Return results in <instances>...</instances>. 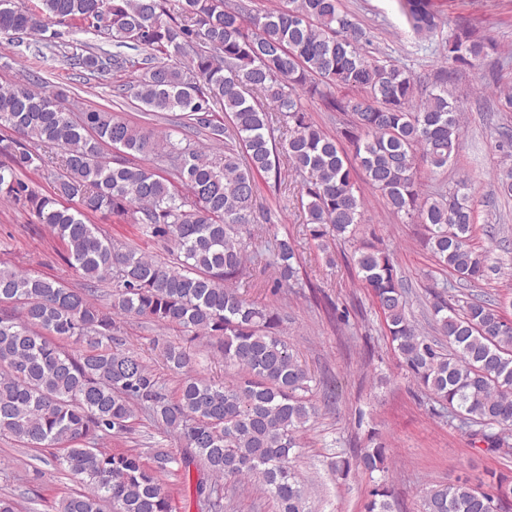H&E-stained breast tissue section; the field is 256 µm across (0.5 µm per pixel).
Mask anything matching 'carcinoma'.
I'll return each instance as SVG.
<instances>
[{"instance_id": "carcinoma-1", "label": "carcinoma", "mask_w": 512, "mask_h": 512, "mask_svg": "<svg viewBox=\"0 0 512 512\" xmlns=\"http://www.w3.org/2000/svg\"><path fill=\"white\" fill-rule=\"evenodd\" d=\"M289 2L254 13L241 0H178L174 13L167 0H38L33 8L0 0L1 36L39 33L43 47L66 48L73 66L97 78L138 72L124 91L147 114L180 111L160 133L102 110L75 118L60 90L0 87V195L28 204L85 280H113L105 310L89 288L0 264V436L60 450L56 459L79 489L59 499L57 512H173L170 479L189 480L193 458L205 467L196 491L212 512L224 509L223 478H254L278 512H306L291 455L316 415L306 397L312 377L278 336L279 310L237 286L250 277L243 234L260 217L270 221L254 207L256 175L278 182L285 166L303 174V223L325 251L328 238L351 240L363 223L361 172L393 213L426 226L440 266L468 282L485 277L486 255L471 244L468 184L438 199L421 192V166L443 168L458 150V99L443 85L417 99L411 72L367 53L366 29L339 0ZM402 9L416 33L436 28L425 0H403ZM50 18L86 24L116 51L65 41ZM495 49L461 29L444 60L472 67ZM315 103L340 114L335 133L311 122ZM187 129L205 132L224 154L182 137ZM36 172L52 178L49 193L23 179ZM101 212L131 216L170 259L112 243L91 223ZM254 259L274 269L275 288L299 283L294 240L275 238ZM353 266L394 351L440 409L484 438L488 428L512 430V318L490 300L456 309L439 296L431 316L441 342L412 319L389 252L362 244ZM118 316L196 332L240 380L226 386L191 374V353L169 344L168 367L183 375L170 397L138 352L112 345ZM138 409L180 434L191 456L98 446L130 431ZM353 466L387 472L386 448L335 468L346 475ZM511 497L512 485L492 474L487 491L468 480L431 488L425 512H503ZM365 512H395L390 487L376 488Z\"/></svg>"}]
</instances>
